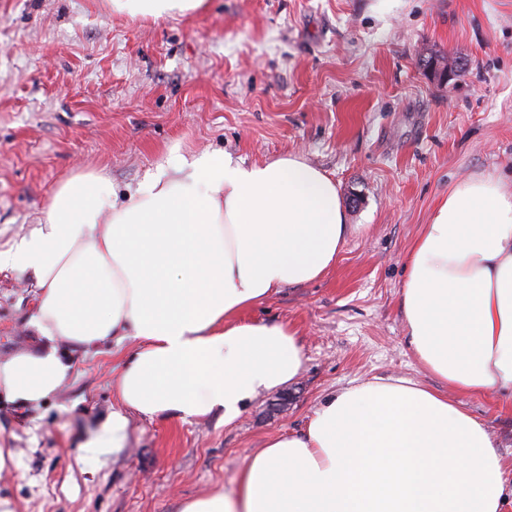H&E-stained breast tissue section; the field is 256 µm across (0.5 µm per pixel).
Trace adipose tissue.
Here are the masks:
<instances>
[{
    "label": "adipose tissue",
    "mask_w": 512,
    "mask_h": 512,
    "mask_svg": "<svg viewBox=\"0 0 512 512\" xmlns=\"http://www.w3.org/2000/svg\"><path fill=\"white\" fill-rule=\"evenodd\" d=\"M132 18L183 15L208 0H110ZM103 173L61 182L45 216L0 247V271L31 277L43 343L0 361V400L38 405L70 363L62 345L134 341L109 425L129 416L225 422L296 377L284 325L242 313L331 269L348 233L334 180L296 155L247 165L222 149L172 150L114 199ZM409 346L456 391L512 401V191L478 175L454 183L407 257ZM503 460L448 396L398 379L328 396L304 432L270 439L234 487L180 512H504Z\"/></svg>",
    "instance_id": "obj_1"
}]
</instances>
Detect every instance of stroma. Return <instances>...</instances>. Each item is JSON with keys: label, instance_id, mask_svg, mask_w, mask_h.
<instances>
[{"label": "stroma", "instance_id": "35a3bbf8", "mask_svg": "<svg viewBox=\"0 0 512 512\" xmlns=\"http://www.w3.org/2000/svg\"><path fill=\"white\" fill-rule=\"evenodd\" d=\"M461 61L448 84L417 65ZM245 164L302 157L336 183L350 231L321 278L243 314L288 324L300 373L223 413L131 415L111 450L115 379L130 344L67 350L72 370L36 407L0 402V498L14 512H179L230 487L247 459L304 430L330 394L405 378L484 423L512 488V403L450 392L413 355L407 254L455 182H512V0H209L161 19L109 0H0V244L38 223L77 173L136 184L171 146ZM29 277L0 272V360L40 342Z\"/></svg>", "mask_w": 512, "mask_h": 512}]
</instances>
